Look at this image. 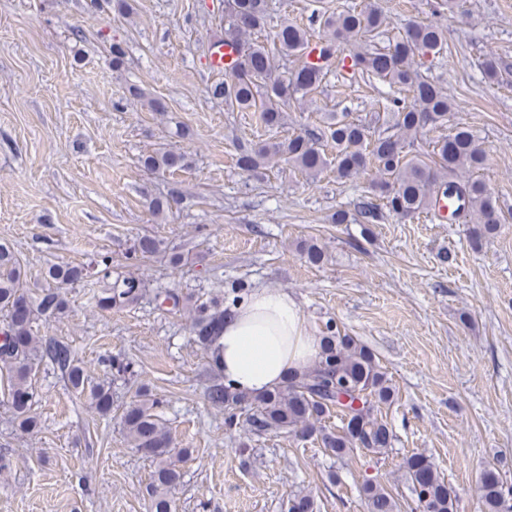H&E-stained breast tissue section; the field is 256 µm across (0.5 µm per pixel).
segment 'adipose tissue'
<instances>
[{
    "label": "adipose tissue",
    "instance_id": "ef3b65f1",
    "mask_svg": "<svg viewBox=\"0 0 512 512\" xmlns=\"http://www.w3.org/2000/svg\"><path fill=\"white\" fill-rule=\"evenodd\" d=\"M219 363L227 384L258 395L284 382L289 372L309 366L320 339L288 292L251 291L224 318Z\"/></svg>",
    "mask_w": 512,
    "mask_h": 512
}]
</instances>
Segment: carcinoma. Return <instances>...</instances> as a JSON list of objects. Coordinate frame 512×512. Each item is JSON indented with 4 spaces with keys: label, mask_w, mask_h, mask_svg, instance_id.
Listing matches in <instances>:
<instances>
[{
    "label": "carcinoma",
    "mask_w": 512,
    "mask_h": 512,
    "mask_svg": "<svg viewBox=\"0 0 512 512\" xmlns=\"http://www.w3.org/2000/svg\"><path fill=\"white\" fill-rule=\"evenodd\" d=\"M271 0H224V43L241 48L239 59L226 71L224 81L214 85L212 94L224 98L231 112H254L256 121L268 128L284 125L294 104L312 98L335 70L348 81L358 77L371 85L376 81L408 92L406 97L381 95L378 112L366 123L346 112H326L322 124L305 129L281 141H259L235 145L236 166L256 172L271 163L284 162L308 182L327 171L342 184L373 168L375 178L367 187L354 214L338 209L332 224H378L388 216L401 219L431 213L439 194L457 196L463 209L474 216L476 227L470 243L477 248L501 224L497 201L477 179L457 178L472 173L486 162V153L472 130L458 122L434 143L432 153L414 154L411 141L431 129L448 125L452 103L435 78L420 70L416 57L443 56L447 36L432 20L413 21L400 35H389L388 11L379 5L361 11L352 9L317 14L316 36L296 23L285 22L258 40L271 15ZM347 42L350 65L343 68L335 44ZM316 54L311 61L307 53ZM295 58L297 64L286 73L277 72L276 58ZM182 157L173 153L149 155L142 165L150 172L181 167ZM182 195L171 189L150 202L152 211L179 208ZM161 250V242L144 235L137 238L130 259L143 261ZM111 259L103 255L87 266L61 262L44 272L47 287L32 298L23 292L19 259L6 245H0V380L7 383V402L19 429L32 433L39 428L34 412L37 391L32 383L44 364L60 372L67 387L85 400L91 412L102 419L112 415V388L95 380L74 354L71 346L55 338L38 335L37 321L57 318L67 312L63 291L68 285L88 283L92 278L111 276ZM142 281L133 276L118 277L109 287L91 291L90 299L102 312L128 305L142 294ZM245 294V285L232 282L224 296L199 300L188 307L194 341L207 358L215 380L207 388L211 406L224 411L228 430L246 427L257 438L292 433L301 438L320 439L322 447L341 458L356 450L379 453L394 439L388 423L377 415L379 405L394 396L374 352L358 339L341 333L328 320L320 336V352L314 363L291 372L281 385L256 396L232 390L222 381L217 368L220 356L217 340L224 315ZM119 378L137 376L135 363L123 354L105 359ZM163 400L147 384L136 387L120 415V425L131 447L155 465L147 491L149 512H177L169 489L180 478L177 464L191 451L176 449L161 408ZM334 417L338 429L323 425ZM403 467L420 512H456L457 492L426 457L414 453ZM367 512H402L398 496L389 487L367 482L363 488ZM482 512H512V488L504 487L499 472L485 469L478 484ZM288 512H315L314 499L296 494L288 501Z\"/></svg>",
    "instance_id": "1"
}]
</instances>
